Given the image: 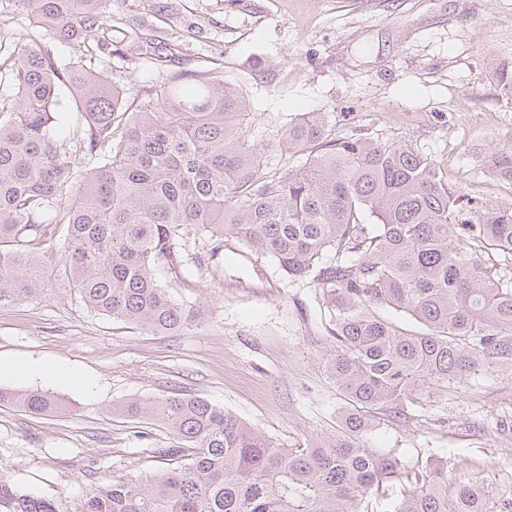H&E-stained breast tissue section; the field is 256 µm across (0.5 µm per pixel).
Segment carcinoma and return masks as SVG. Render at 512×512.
<instances>
[{
    "mask_svg": "<svg viewBox=\"0 0 512 512\" xmlns=\"http://www.w3.org/2000/svg\"><path fill=\"white\" fill-rule=\"evenodd\" d=\"M14 2L39 36L14 44L0 90V305L63 281L97 314L179 332L195 312L158 272L178 268L191 234L231 237L322 288L335 340L325 370L349 404L336 436L282 448L198 396L127 401L120 413L164 425L179 446L158 449L167 467L157 474L90 488L80 512H361L397 486L391 512H483L466 480L448 498L444 464L415 483L397 450L369 448L363 434L377 410L397 414L425 388L512 362V202L464 210L448 170L411 141L340 136L318 112L284 129L272 172L247 134L248 98L213 70L175 72L147 101L101 78L90 62L112 45L111 0ZM47 39L73 61L59 65ZM137 50L160 72L174 56L151 39ZM495 71L512 96V61ZM60 84L85 115L79 148L103 157L80 181L49 134ZM489 163L512 182V149ZM1 403L59 408L38 391L0 390ZM0 512L59 509L1 473Z\"/></svg>",
    "mask_w": 512,
    "mask_h": 512,
    "instance_id": "obj_1",
    "label": "carcinoma"
}]
</instances>
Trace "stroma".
Here are the masks:
<instances>
[{
	"label": "stroma",
	"instance_id": "35a3bbf8",
	"mask_svg": "<svg viewBox=\"0 0 512 512\" xmlns=\"http://www.w3.org/2000/svg\"><path fill=\"white\" fill-rule=\"evenodd\" d=\"M166 39L171 71L219 62V79L247 95L250 138L267 151L288 123L325 113L337 132L412 140L461 187L463 207L512 200L490 156L512 148V96L495 62L512 54V0H112V54L97 70L147 97L166 81L136 50ZM59 88L50 125L75 170L92 163L76 145L84 129ZM188 242L160 280L197 313L177 334H154L91 312L52 283L34 300L0 307V360H40L82 384L0 375V389L52 393L65 410L32 415L0 406V473L19 489L79 512L88 488L160 471L166 429L114 414L132 398L199 396L292 446L331 437L348 404L328 378L333 314L320 288L289 279L275 261L228 238L215 256ZM370 447L398 449L406 469L448 466L449 492L466 477L485 512H512V364L434 386L402 414L375 415Z\"/></svg>",
	"mask_w": 512,
	"mask_h": 512
}]
</instances>
